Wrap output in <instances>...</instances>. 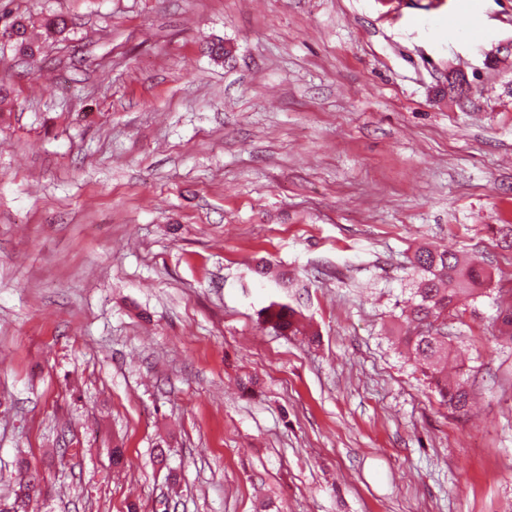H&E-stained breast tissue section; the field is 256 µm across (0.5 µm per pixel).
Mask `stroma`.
<instances>
[{"mask_svg": "<svg viewBox=\"0 0 512 512\" xmlns=\"http://www.w3.org/2000/svg\"><path fill=\"white\" fill-rule=\"evenodd\" d=\"M0 9L71 27L0 43V512H512L494 295L465 417L396 341L418 245L512 281V0ZM262 315L263 322L276 330L293 335L306 334L304 326L295 317L294 310L287 305L271 303L263 309Z\"/></svg>", "mask_w": 512, "mask_h": 512, "instance_id": "stroma-1", "label": "stroma"}]
</instances>
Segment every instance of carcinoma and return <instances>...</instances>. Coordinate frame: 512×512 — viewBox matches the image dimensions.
<instances>
[{
  "label": "carcinoma",
  "mask_w": 512,
  "mask_h": 512,
  "mask_svg": "<svg viewBox=\"0 0 512 512\" xmlns=\"http://www.w3.org/2000/svg\"><path fill=\"white\" fill-rule=\"evenodd\" d=\"M0 21V35L7 37V42L22 55L32 57L39 52L40 45L31 37L26 18L3 14ZM43 29L48 38L60 36L68 29V20L63 16L46 18ZM411 265L418 281L402 310L409 326L399 339L414 354L416 369L439 397L440 404L452 414L464 416L469 411L470 392L464 378L448 374L452 355L448 318L457 313L460 305L487 294L492 273L483 261H464L454 253L429 245L415 250ZM262 315L263 322L276 330L305 334L294 310L286 305L272 303L263 309ZM497 321L500 335L512 337L511 302L499 307Z\"/></svg>",
  "instance_id": "obj_1"
}]
</instances>
